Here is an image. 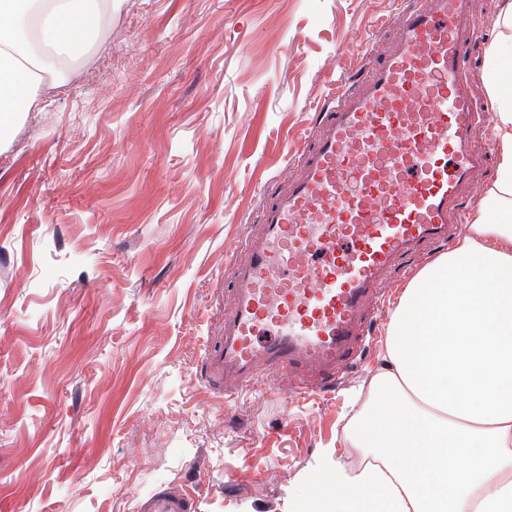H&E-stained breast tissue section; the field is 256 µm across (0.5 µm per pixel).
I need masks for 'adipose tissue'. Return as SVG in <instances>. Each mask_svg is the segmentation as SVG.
Wrapping results in <instances>:
<instances>
[{"instance_id":"obj_1","label":"adipose tissue","mask_w":512,"mask_h":512,"mask_svg":"<svg viewBox=\"0 0 512 512\" xmlns=\"http://www.w3.org/2000/svg\"><path fill=\"white\" fill-rule=\"evenodd\" d=\"M115 0H0V141L84 63ZM485 74L498 164L472 224L402 291L383 365L348 436L364 467L326 450L297 512H512V0Z\"/></svg>"}]
</instances>
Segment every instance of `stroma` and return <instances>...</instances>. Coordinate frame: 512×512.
<instances>
[{
  "label": "stroma",
  "mask_w": 512,
  "mask_h": 512,
  "mask_svg": "<svg viewBox=\"0 0 512 512\" xmlns=\"http://www.w3.org/2000/svg\"><path fill=\"white\" fill-rule=\"evenodd\" d=\"M395 0H118L112 31L0 146V512H292L346 396L385 352L388 310L323 395L288 379L224 398L204 360L225 269L295 174L333 94L395 38ZM500 0H474L483 76ZM188 500L180 493L158 491L140 501L139 512H188Z\"/></svg>",
  "instance_id": "obj_1"
}]
</instances>
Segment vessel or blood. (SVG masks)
Here are the masks:
<instances>
[{"label":"vessel or blood","instance_id":"vessel-or-blood-1","mask_svg":"<svg viewBox=\"0 0 512 512\" xmlns=\"http://www.w3.org/2000/svg\"><path fill=\"white\" fill-rule=\"evenodd\" d=\"M391 50L337 86L297 174L267 201L226 270L233 307L207 351L209 381L233 393L278 373L318 394L369 345L383 273L443 246L460 189L488 156L464 75L471 0H396ZM158 491L139 512H187Z\"/></svg>","mask_w":512,"mask_h":512}]
</instances>
